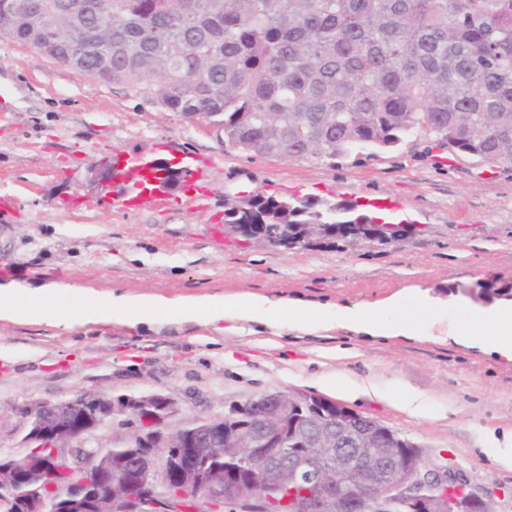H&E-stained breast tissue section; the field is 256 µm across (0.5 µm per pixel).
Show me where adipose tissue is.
<instances>
[{
    "label": "adipose tissue",
    "instance_id": "ef3b65f1",
    "mask_svg": "<svg viewBox=\"0 0 512 512\" xmlns=\"http://www.w3.org/2000/svg\"><path fill=\"white\" fill-rule=\"evenodd\" d=\"M57 300V290L52 285L0 284V310L8 311L19 320H49L50 307ZM162 312L169 321L179 324L214 327L223 322L231 333L241 331L246 323L279 333L288 331L304 335L336 326L372 336H398L405 330L404 319L388 317L380 310L330 304L310 306L300 302L272 301L251 294H228L221 299L195 304L161 302L149 296L127 294L109 298L80 297L75 300L63 324L69 328L114 323L135 330L154 325ZM464 333L475 337L484 346L512 350V309L474 312Z\"/></svg>",
    "mask_w": 512,
    "mask_h": 512
}]
</instances>
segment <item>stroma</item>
<instances>
[{"instance_id": "obj_1", "label": "stroma", "mask_w": 512, "mask_h": 512, "mask_svg": "<svg viewBox=\"0 0 512 512\" xmlns=\"http://www.w3.org/2000/svg\"><path fill=\"white\" fill-rule=\"evenodd\" d=\"M0 84L14 94L0 108V195L15 204L0 222L1 284L56 285L63 306L81 295L190 303L235 293L341 307L391 302L397 317L417 301L448 309L443 323L415 320L402 336L341 328L230 334L166 323L67 329L0 318L1 453L21 449L13 408L23 402L157 391L175 402L180 426L299 389L390 427L420 446L426 466L452 462L476 491H498L497 512H512V468L497 465L488 446L489 434L512 430V351L456 334L482 306L467 288L512 281V171L464 156L441 161L412 141L333 164L240 154L218 122L188 121L16 42L0 41ZM156 141L209 161L204 203L171 210L150 202L130 212L112 204L97 176L101 159ZM241 192L383 204L393 220L426 233L308 250L213 235L225 201ZM332 374L358 385L409 384L429 415L322 387Z\"/></svg>"}]
</instances>
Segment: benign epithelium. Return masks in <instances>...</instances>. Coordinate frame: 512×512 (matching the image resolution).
Instances as JSON below:
<instances>
[{"mask_svg": "<svg viewBox=\"0 0 512 512\" xmlns=\"http://www.w3.org/2000/svg\"><path fill=\"white\" fill-rule=\"evenodd\" d=\"M370 224L344 225L357 245L375 242ZM245 241L293 248L277 224H241ZM23 451L0 454L4 512H494L492 495L474 490L451 464L419 468L418 446L331 399L304 391L268 392L222 418L172 426L176 404L161 393L116 401L84 393L63 402L14 407ZM117 413L139 427L128 443L141 452L117 463L93 440ZM243 416L246 426L222 422ZM224 452L232 463L212 466Z\"/></svg>", "mask_w": 512, "mask_h": 512, "instance_id": "obj_1", "label": "benign epithelium"}]
</instances>
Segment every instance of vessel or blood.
<instances>
[{
    "mask_svg": "<svg viewBox=\"0 0 512 512\" xmlns=\"http://www.w3.org/2000/svg\"><path fill=\"white\" fill-rule=\"evenodd\" d=\"M169 161L179 171L177 183H157L145 187L143 170L158 161ZM204 161L196 156H177L173 145L167 142L154 144L135 154H117L106 157L104 166L110 175L115 198L123 209L139 208L143 198L161 200L180 205L184 199L200 197L204 192L202 166Z\"/></svg>",
    "mask_w": 512,
    "mask_h": 512,
    "instance_id": "b4317fda",
    "label": "vessel or blood"
}]
</instances>
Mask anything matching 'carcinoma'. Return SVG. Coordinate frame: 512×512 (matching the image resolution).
<instances>
[{
    "label": "carcinoma",
    "mask_w": 512,
    "mask_h": 512,
    "mask_svg": "<svg viewBox=\"0 0 512 512\" xmlns=\"http://www.w3.org/2000/svg\"><path fill=\"white\" fill-rule=\"evenodd\" d=\"M0 0L22 40L170 112L224 125L232 150L333 161L410 139L512 165V0H112V24ZM61 32L70 53L54 52ZM356 205L248 196L236 224H375Z\"/></svg>",
    "instance_id": "1"
}]
</instances>
